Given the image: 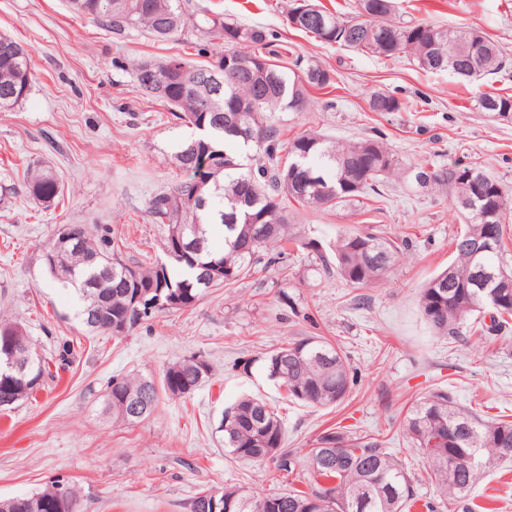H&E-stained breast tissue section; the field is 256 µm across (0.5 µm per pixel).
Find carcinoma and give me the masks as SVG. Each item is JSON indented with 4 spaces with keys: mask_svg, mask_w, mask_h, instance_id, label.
I'll return each instance as SVG.
<instances>
[{
    "mask_svg": "<svg viewBox=\"0 0 512 512\" xmlns=\"http://www.w3.org/2000/svg\"><path fill=\"white\" fill-rule=\"evenodd\" d=\"M74 14L112 30L123 39L144 31L158 40L197 33L199 53L225 46L222 61L232 56L244 62L233 81L213 93L201 79L205 67L180 56L155 60L166 92L156 93L142 78L143 58L133 64L139 90L173 108V116L195 129L174 146L173 159L183 172L168 193L154 196L149 212L167 228L166 260L148 267L130 266L112 248L108 224L69 225L68 236L54 235L43 249L50 278L73 291L77 316L88 332L104 334L108 326L128 329L150 320L159 309L136 310L137 291L158 292L171 310L190 308L211 288L230 286L268 255L266 265L285 262L284 245L308 249L300 225L291 223L285 202L331 209L351 203L400 169L399 159L378 137L340 143L318 133H305L288 143L282 160L278 132L270 124L273 112L305 110L312 89L333 84L329 70L311 62L295 71L280 66L264 49L271 45L262 26H250L201 6L187 14L176 0H68ZM394 0H355L353 15L340 18L318 9L322 23L298 30L320 43L340 44L380 57L409 55L428 72H451L478 78L505 69L512 60L503 48L477 27L449 29L426 23L392 20ZM255 47L242 52L238 46ZM34 73L29 48L0 35V110H11L31 89ZM477 105L486 112L512 114V96L478 92ZM373 112H399L405 104L391 94L376 92ZM256 129V139L236 134V122ZM263 152L258 166L246 163L249 151ZM25 179L30 195L49 205L62 186L49 167L29 166ZM414 181L451 188L466 224L455 237V258L431 278L418 296V310L433 333L456 336L464 321L492 311L495 327L512 318V265L505 241L512 226V199L502 185L463 162L433 171L420 169ZM219 230L224 247L212 245ZM413 254V243L369 228L340 233L332 256L319 254V265L351 288H365L385 279L393 266ZM37 356L33 379L21 368L28 355ZM52 360L19 323L0 317V411L15 408L51 375ZM268 377L286 390L288 398L314 407L335 405L357 381L346 355L319 336L286 342L266 359ZM213 367L201 354L169 365L160 383L144 376H114L105 396L106 412L125 424L153 415L162 398H183L207 384ZM402 428L412 449L422 456L443 505L457 509L469 497L479 477L472 476L470 456L478 451L481 472L512 459V420L489 418L459 406L452 392L438 389L419 397L407 409ZM224 449L246 461H275L280 471L301 468L305 490L256 496L236 489L213 491L224 512H410L419 501L413 479L397 456L383 448L375 435L349 436L327 431L303 459L285 448V427L278 410L266 401L242 396L224 409L219 424ZM75 486L55 480L42 490L11 498L9 512H43L39 504H54L53 512H79Z\"/></svg>",
    "mask_w": 512,
    "mask_h": 512,
    "instance_id": "carcinoma-1",
    "label": "carcinoma"
}]
</instances>
